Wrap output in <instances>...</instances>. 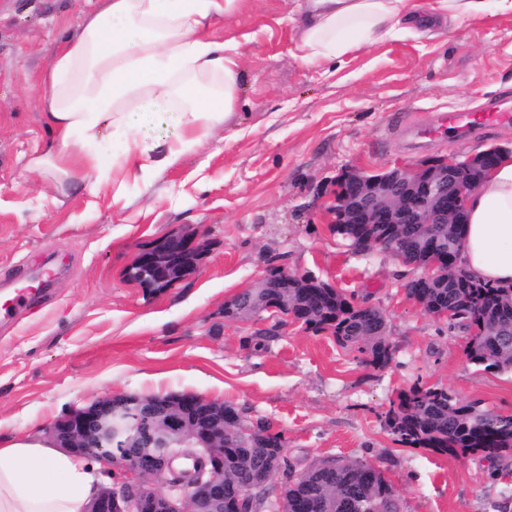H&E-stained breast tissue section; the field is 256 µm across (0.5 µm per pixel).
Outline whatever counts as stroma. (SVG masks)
Segmentation results:
<instances>
[{
    "label": "stroma",
    "mask_w": 512,
    "mask_h": 512,
    "mask_svg": "<svg viewBox=\"0 0 512 512\" xmlns=\"http://www.w3.org/2000/svg\"><path fill=\"white\" fill-rule=\"evenodd\" d=\"M433 18L343 56L306 61L305 0H243L211 27L237 44L235 109L205 144L150 178L114 172L121 191L96 195L54 171L32 172L52 150L28 88H47L58 43L78 35L92 0H0V282L65 262L47 303L0 329V439L44 438L63 412L107 394L189 392L249 408L282 431L289 459L368 462L405 512H512V467L479 454L399 444L384 416L416 382L512 413V373L473 365L465 333L426 313L404 285L420 269L390 253L365 256L332 233L325 210L348 168L381 171L500 146L512 123L460 143L419 144L441 113L512 93V12L441 19L440 0H411ZM196 228V270L153 291L127 281L141 249ZM309 275L386 315L392 361L377 369L325 333L224 319V303L269 267Z\"/></svg>",
    "instance_id": "stroma-1"
}]
</instances>
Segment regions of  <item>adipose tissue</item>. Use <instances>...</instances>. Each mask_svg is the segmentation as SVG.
Listing matches in <instances>:
<instances>
[{"instance_id": "ef3b65f1", "label": "adipose tissue", "mask_w": 512, "mask_h": 512, "mask_svg": "<svg viewBox=\"0 0 512 512\" xmlns=\"http://www.w3.org/2000/svg\"><path fill=\"white\" fill-rule=\"evenodd\" d=\"M242 0H99L80 33L59 43L52 83L38 103L53 153L30 159L98 194L112 167L149 175L200 148L237 103L234 44L209 27ZM408 0H306L303 59H336L393 36ZM167 115L173 134L146 141L142 116ZM460 266L483 282L512 285V154H500L466 206ZM103 476L88 458L31 437L0 445V512H86Z\"/></svg>"}]
</instances>
